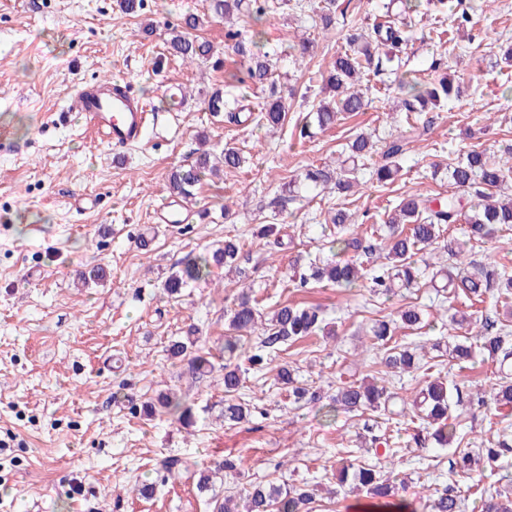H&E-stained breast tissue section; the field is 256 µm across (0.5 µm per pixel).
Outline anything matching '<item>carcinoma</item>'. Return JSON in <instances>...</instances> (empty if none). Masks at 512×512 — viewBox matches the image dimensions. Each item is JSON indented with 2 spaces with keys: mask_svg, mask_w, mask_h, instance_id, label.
I'll return each mask as SVG.
<instances>
[{
  "mask_svg": "<svg viewBox=\"0 0 512 512\" xmlns=\"http://www.w3.org/2000/svg\"><path fill=\"white\" fill-rule=\"evenodd\" d=\"M417 0H403L402 9L396 13V19L378 23L372 33L364 36L354 34L348 46L336 51L330 70L322 75L323 91L331 93V100H321L313 111L306 114L301 126V136L312 135L311 129L325 131L336 124L338 115L360 112L365 106L361 93L355 85L367 72L375 74L382 71L383 60H392L391 54L400 50L409 41L412 21L407 19L418 12ZM213 15L228 22L235 14L247 13L260 20L265 12L264 0H212ZM210 22V16L190 14L184 18L181 29L172 31L169 47L175 55L190 63L207 61L214 56L213 46L193 35ZM228 37L234 40L232 49L247 62V77L258 87H269L270 95L261 107L259 125L277 128L285 120L288 107L277 95L274 83L270 82L272 65L267 56L260 53L256 37H244L237 30L228 31ZM411 94L403 100L407 112H424L435 108L441 102L459 94L448 73L424 89L417 88L418 82L408 80ZM427 125L409 126V134L399 133L392 137L382 152V164L374 168L373 176L379 183L394 179L400 171L399 159L406 153L410 138L419 136ZM348 156L335 170L326 164L310 168L304 175L305 184L315 188L334 190L338 194L351 191L356 184V166L358 162L375 153L371 137L357 133L347 143ZM512 145L503 148V158L491 160L479 150L470 151L464 160L448 167V183L453 186L448 196L421 197L409 196L400 201L387 220L389 232L385 246V263L380 271L371 276V290L382 296L394 294L397 288H414L422 279L431 276V281H443L442 288L450 299H464L468 302L469 312L455 311L451 321L461 329L468 331L466 336H454L448 342V355L457 363L471 360L475 356L472 345L468 344L469 335L476 336L480 350L487 353L495 362L497 375L488 393L478 397L477 403H492L498 409H512V274L505 266L490 262L476 265L468 270L464 267L465 252L480 247L495 237L499 230L512 229V197L502 194L512 182ZM243 156L234 147L226 146L216 161H211V153L203 151L193 160L171 171L168 177V189L171 195L184 201L194 199L196 187L203 177L226 169L241 167ZM331 223L336 225L338 236L323 243L330 251L341 253L359 243L356 231L351 229L349 215L338 207L332 212ZM466 224L463 237L450 234L454 224ZM430 246H436L448 254L452 263L436 271H429L430 264L419 263L418 255ZM240 246L232 238L224 239L205 253L185 255L175 266L163 283L170 296L182 293L190 285L205 280L211 273V267L222 265L242 274L237 265ZM364 277L363 267L357 259L336 260L314 265L311 278L338 288L350 290ZM496 298L503 311V318L491 316L483 307L488 297ZM424 328L421 311L414 306L397 310L389 319H378L370 329L375 344L384 350L382 364L385 374L400 375L415 368L422 372L424 385L414 394L411 415L398 412L400 420L396 422V431H424L437 445L446 447L456 444L460 448L451 464V472L469 474L473 471L495 470L497 464L512 458V434L504 429H496L495 438L488 446L478 450L461 448L463 438L458 436L461 411L465 407L464 393L459 383L450 374H444L443 368L435 363H416L415 348L405 345H390L400 329ZM228 330L232 334L224 339V365L215 364L198 348V328L189 326L186 335L169 346L171 357L187 359L189 372L195 377L213 374L215 370L223 372L224 393L230 395L239 390L242 377L252 369L260 370L265 366L263 351L290 345L318 331L328 336L335 335V329L325 322L317 307H300L284 304L274 310L272 316L264 321L251 296L244 293L230 309ZM257 333L261 336L259 350L247 353L240 344L241 334ZM277 384L288 392L293 403L317 399L316 393L298 384L294 373L287 367H281L276 374ZM395 399L388 387L376 380L365 378L346 382L337 387L336 395L330 402L321 406L323 417L333 420L336 413L344 412H386ZM150 416L160 411L172 416L183 425L193 420L192 408L170 392H160L156 398L145 405ZM250 408L246 403L226 401L224 419L239 422L249 416ZM236 461L226 458L214 466L198 473L197 489L201 492L213 487V476L224 472L235 473ZM338 482L362 491L368 501L360 504L362 512L390 506L398 512H416L413 503L406 500L390 501L394 496V486L376 464L354 465L344 460L339 462ZM474 494L482 501L484 512H512V498L507 496L499 501V492H490L483 486L474 485ZM314 499L313 489L307 485H258L245 497L244 512H309V504ZM462 499L450 488H433V494L427 501L429 512H462Z\"/></svg>",
  "mask_w": 512,
  "mask_h": 512,
  "instance_id": "obj_1",
  "label": "carcinoma"
}]
</instances>
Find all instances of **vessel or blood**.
I'll return each instance as SVG.
<instances>
[{
    "instance_id": "vessel-or-blood-1",
    "label": "vessel or blood",
    "mask_w": 512,
    "mask_h": 512,
    "mask_svg": "<svg viewBox=\"0 0 512 512\" xmlns=\"http://www.w3.org/2000/svg\"><path fill=\"white\" fill-rule=\"evenodd\" d=\"M79 106L90 120L105 130L113 147L124 148L142 138L147 112L129 86L113 84L111 93L80 91Z\"/></svg>"
}]
</instances>
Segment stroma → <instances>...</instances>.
Here are the masks:
<instances>
[{"label":"stroma","mask_w":512,"mask_h":512,"mask_svg":"<svg viewBox=\"0 0 512 512\" xmlns=\"http://www.w3.org/2000/svg\"><path fill=\"white\" fill-rule=\"evenodd\" d=\"M376 3L269 0L261 21L241 17L242 26L261 31L278 91L296 92L285 122L270 132L249 118L267 93L250 86L245 64L226 45L223 20L197 33L217 62L186 64L167 49L171 28L186 14L210 13L211 0H145L136 14L120 0H0V512H214L213 497L283 482L317 484L313 512H351L356 499L338 494L336 462L374 463L356 451L367 415L342 412L324 422L317 403L292 404L277 389V368L290 367L327 400L346 365L364 377L381 371L365 334L376 319L422 308L425 334L404 330L397 340L429 346L442 364L449 321L441 293L426 280L385 298L365 280L344 291L315 282L303 288L299 277L336 232L326 222L330 208L343 207L359 224H384L404 195H447L448 167L462 154L512 142V67L501 61L512 39V0H462L461 9L479 11L474 29L452 44L439 43L436 29L452 26L454 13L423 5L398 58L362 75L365 110L299 137L297 123L321 98L320 72L350 34L380 21ZM325 14L330 23H322ZM302 34L310 47L298 65L289 48ZM445 69L460 94L430 112L428 136L411 144L393 181L372 178L371 158L354 195L309 190L285 201L284 184L336 160L355 132L382 148L409 126L399 108L401 74L427 83ZM109 79L129 82L152 114L136 146L113 148L76 108L78 90ZM218 88L238 120L206 109L204 98ZM203 143L236 147L244 162L202 180L188 223H156L171 198V170ZM259 224L278 225L281 243L256 238ZM228 236L244 244V283L216 267L180 296L165 293L182 257ZM94 268L103 270L102 283L78 285L77 274ZM244 290L266 314L283 303L320 307L336 336L307 337L273 353L270 368L246 374L237 397L251 414L235 423L222 417L217 376L192 377L167 349L193 324L200 348L222 365L227 311ZM162 391L192 406L193 427L132 412ZM227 457L238 461L237 474L199 493L195 471ZM451 457L432 443L411 446L402 432L381 458L401 498L417 500L421 486L445 483L465 495L463 512H481L479 497L467 493L472 479L450 473ZM144 481L156 485L147 500L134 491Z\"/></svg>","instance_id":"obj_1"}]
</instances>
